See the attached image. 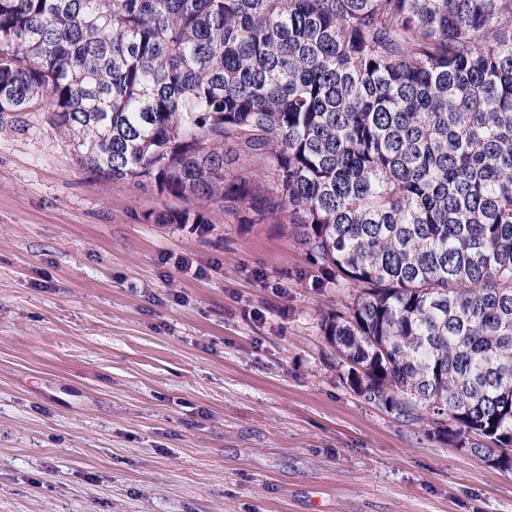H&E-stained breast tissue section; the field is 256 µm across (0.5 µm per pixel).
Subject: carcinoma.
Returning <instances> with one entry per match:
<instances>
[{
	"label": "carcinoma",
	"mask_w": 512,
	"mask_h": 512,
	"mask_svg": "<svg viewBox=\"0 0 512 512\" xmlns=\"http://www.w3.org/2000/svg\"><path fill=\"white\" fill-rule=\"evenodd\" d=\"M39 99L90 176L281 225L357 289L346 383L512 473V0H0V114Z\"/></svg>",
	"instance_id": "carcinoma-1"
}]
</instances>
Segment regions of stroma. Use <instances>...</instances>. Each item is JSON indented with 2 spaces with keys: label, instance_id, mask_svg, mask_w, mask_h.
Here are the masks:
<instances>
[{
  "label": "stroma",
  "instance_id": "1",
  "mask_svg": "<svg viewBox=\"0 0 512 512\" xmlns=\"http://www.w3.org/2000/svg\"><path fill=\"white\" fill-rule=\"evenodd\" d=\"M47 110L0 118V512H512V473L346 385L349 283L220 199L156 223L184 201L91 177ZM155 222L162 224H203L202 214L192 209L163 212L155 215Z\"/></svg>",
  "mask_w": 512,
  "mask_h": 512
}]
</instances>
